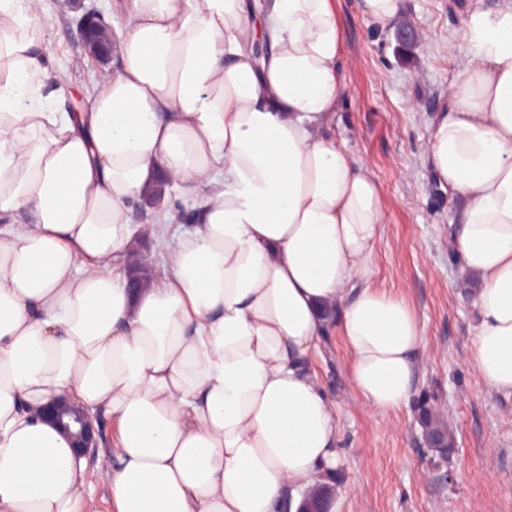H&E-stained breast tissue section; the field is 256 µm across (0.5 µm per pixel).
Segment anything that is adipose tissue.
Instances as JSON below:
<instances>
[{
    "mask_svg": "<svg viewBox=\"0 0 512 512\" xmlns=\"http://www.w3.org/2000/svg\"><path fill=\"white\" fill-rule=\"evenodd\" d=\"M125 10L116 64L69 112L46 0H0V512H87L85 460L35 412L62 394L117 424L113 512H295L341 454L309 370L322 337L383 413L408 405L422 344L373 283L381 189L333 132L336 2ZM448 52L425 161L458 202L469 368L512 397V0H474ZM163 179L177 205H154ZM139 250L155 268L135 288Z\"/></svg>",
    "mask_w": 512,
    "mask_h": 512,
    "instance_id": "adipose-tissue-1",
    "label": "adipose tissue"
}]
</instances>
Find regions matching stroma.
Wrapping results in <instances>:
<instances>
[{"mask_svg":"<svg viewBox=\"0 0 512 512\" xmlns=\"http://www.w3.org/2000/svg\"><path fill=\"white\" fill-rule=\"evenodd\" d=\"M463 8V0H403L398 25L380 28L361 15L358 0H336L348 85L336 137L383 191L373 283L401 291L418 320L414 394L436 396L455 447L446 457L427 453L414 406L368 409L350 379L345 344L328 337L311 369L336 403L342 456L331 512H512V397L484 386L466 364L477 318L448 247L455 203L424 161L456 70L448 44ZM76 18L54 0L46 37L57 48L56 68L83 91L101 66L85 52ZM402 27L416 30L418 41L400 42Z\"/></svg>","mask_w":512,"mask_h":512,"instance_id":"35a3bbf8","label":"stroma"}]
</instances>
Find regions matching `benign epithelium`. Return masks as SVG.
Returning a JSON list of instances; mask_svg holds the SVG:
<instances>
[{"label":"benign epithelium","mask_w":512,"mask_h":512,"mask_svg":"<svg viewBox=\"0 0 512 512\" xmlns=\"http://www.w3.org/2000/svg\"><path fill=\"white\" fill-rule=\"evenodd\" d=\"M64 5L82 11L77 25L86 52L100 63L112 58L116 50L115 31L103 16L85 0H64ZM43 415L54 421L73 438V451L76 457H96L97 448L103 444V427L98 414L82 405L77 407L66 395L48 401L42 410Z\"/></svg>","instance_id":"obj_1"}]
</instances>
